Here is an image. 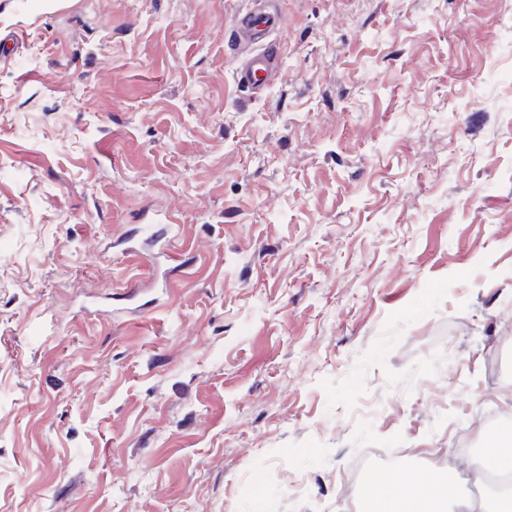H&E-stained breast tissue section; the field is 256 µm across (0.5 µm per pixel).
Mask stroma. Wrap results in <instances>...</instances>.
Wrapping results in <instances>:
<instances>
[{"label":"stroma","mask_w":512,"mask_h":512,"mask_svg":"<svg viewBox=\"0 0 512 512\" xmlns=\"http://www.w3.org/2000/svg\"><path fill=\"white\" fill-rule=\"evenodd\" d=\"M272 2L254 94L247 0H0V512H358L512 410V0ZM281 26V16L276 12L249 7L235 19L232 40L239 47L247 48L234 72L239 86L256 92L269 86L278 73L274 66L277 56L271 35ZM404 454L403 449L388 450L386 448H368L364 456L356 463H352L347 468V474L344 481L345 492L350 495L357 487L365 469L376 462L388 461L390 455Z\"/></svg>","instance_id":"35a3bbf8"}]
</instances>
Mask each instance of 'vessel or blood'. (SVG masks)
<instances>
[{"instance_id": "1", "label": "vessel or blood", "mask_w": 512, "mask_h": 512, "mask_svg": "<svg viewBox=\"0 0 512 512\" xmlns=\"http://www.w3.org/2000/svg\"><path fill=\"white\" fill-rule=\"evenodd\" d=\"M280 25L278 13L260 8H246L236 17L232 39L246 49L234 72L235 80L242 88L253 92L263 89L277 75L274 65L277 51L270 37Z\"/></svg>"}]
</instances>
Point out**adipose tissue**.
Wrapping results in <instances>:
<instances>
[{"instance_id":"ef3b65f1","label":"adipose tissue","mask_w":512,"mask_h":512,"mask_svg":"<svg viewBox=\"0 0 512 512\" xmlns=\"http://www.w3.org/2000/svg\"><path fill=\"white\" fill-rule=\"evenodd\" d=\"M368 512H474L475 504L465 483L447 482L438 472L394 478L372 479L361 490Z\"/></svg>"}]
</instances>
